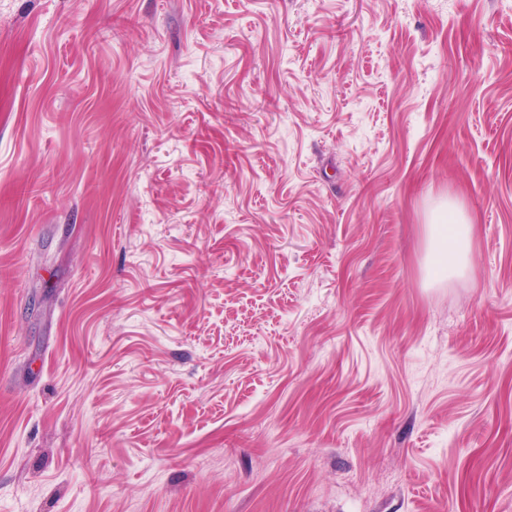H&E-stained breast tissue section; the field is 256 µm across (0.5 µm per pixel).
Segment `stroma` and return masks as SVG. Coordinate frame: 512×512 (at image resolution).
Masks as SVG:
<instances>
[{"mask_svg":"<svg viewBox=\"0 0 512 512\" xmlns=\"http://www.w3.org/2000/svg\"><path fill=\"white\" fill-rule=\"evenodd\" d=\"M0 512H512V0H0ZM433 223H441L432 225L431 253L435 266L446 270L462 267L472 225L451 206L448 207V220L445 210H442Z\"/></svg>","mask_w":512,"mask_h":512,"instance_id":"1","label":"stroma"}]
</instances>
